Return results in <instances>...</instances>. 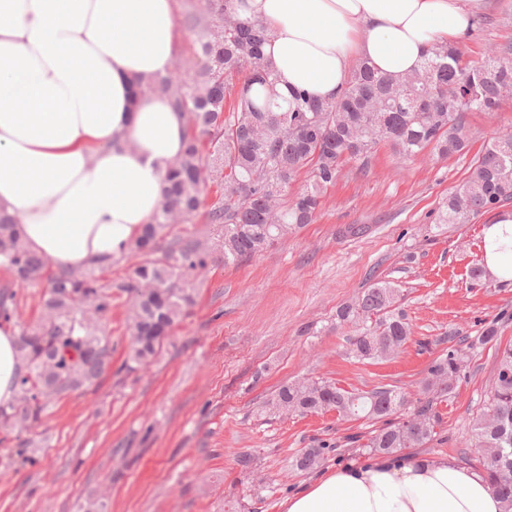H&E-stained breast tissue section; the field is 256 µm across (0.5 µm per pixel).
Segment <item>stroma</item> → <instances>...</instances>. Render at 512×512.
<instances>
[{
	"label": "stroma",
	"instance_id": "35a3bbf8",
	"mask_svg": "<svg viewBox=\"0 0 512 512\" xmlns=\"http://www.w3.org/2000/svg\"><path fill=\"white\" fill-rule=\"evenodd\" d=\"M479 28L461 44L466 60L512 45V0H486ZM512 131V105L465 117L470 150L400 159L382 146L347 162L311 224L239 265L211 258L194 282L195 303L145 366L125 370L126 294L112 293L110 368L99 382L53 404L26 433L24 458L7 463L0 444V512H79L107 492V512H284L283 501L321 470L296 472L294 457L327 444L322 468L368 460L360 440L374 428L335 413L262 414L282 383L323 377L349 389L417 393L448 334L478 335L497 322V344L475 349L452 398L440 403L436 439L399 459L448 457L466 465L469 424L484 408L497 347L512 344V280L469 285L484 261L491 214L440 224L442 201L485 144ZM399 284L413 326L393 359L348 358L351 327L337 311L375 280ZM252 459L241 468L240 457Z\"/></svg>",
	"mask_w": 512,
	"mask_h": 512
}]
</instances>
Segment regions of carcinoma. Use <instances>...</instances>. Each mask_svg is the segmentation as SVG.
<instances>
[{"label":"carcinoma","mask_w":512,"mask_h":512,"mask_svg":"<svg viewBox=\"0 0 512 512\" xmlns=\"http://www.w3.org/2000/svg\"><path fill=\"white\" fill-rule=\"evenodd\" d=\"M241 0H205L194 20L195 76L180 60L164 76L142 84L138 93H161L188 116L186 145L169 167L160 207L123 255L136 262L119 285L130 296L131 343L125 367L147 362L193 302L187 279L205 269L207 251L178 235L157 253L164 230L177 228L172 216L189 223L204 203L207 184L220 197L206 213L221 227L224 264L252 259L274 242L312 221L323 192L336 183L344 163L364 160L388 145L402 158L426 150L441 158L465 154L468 112H496L512 101V46L488 48L479 61H466L446 41L428 49L424 65L401 78L380 73L366 62L350 70L339 96L319 101L295 90L277 89L275 70L264 56L270 30L240 14ZM307 173L305 188L282 205L288 186ZM512 201V148L498 138L488 144L466 179L442 204L441 224H467ZM0 268L11 284L46 283L42 312L17 322L16 348L24 364L14 404L0 407V431L10 434L37 425L49 407L70 392L95 382L110 366L112 346L104 320L112 309V284L95 267L53 270L24 243L19 221L0 214ZM399 285L379 279L361 297L342 306L337 317L353 328L348 355L358 362L389 359L407 344L411 324L402 308ZM17 314L14 293L0 291V320ZM497 323L484 325L474 340L452 344L437 356L422 381L421 396L379 387L348 390L323 378L286 382L263 412L309 415L330 411L344 418L382 423L363 447L394 455L434 440L437 406L452 397L465 375L470 350L497 341ZM465 447L512 512V347L500 351L495 384L484 410L473 419ZM327 445H312L296 457L298 471L317 468Z\"/></svg>","instance_id":"1"}]
</instances>
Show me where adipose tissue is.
<instances>
[{
    "label": "adipose tissue",
    "instance_id": "adipose-tissue-1",
    "mask_svg": "<svg viewBox=\"0 0 512 512\" xmlns=\"http://www.w3.org/2000/svg\"><path fill=\"white\" fill-rule=\"evenodd\" d=\"M265 22L282 93L335 99L354 61L401 77L436 41L460 42L484 0H246ZM174 0H0V209L16 214L29 249L57 267L121 254L156 213L187 119L136 82L171 70ZM512 211L484 231L485 263L512 278ZM0 324V405L22 362ZM285 512H503L483 473L453 460H367L330 469Z\"/></svg>",
    "mask_w": 512,
    "mask_h": 512
}]
</instances>
